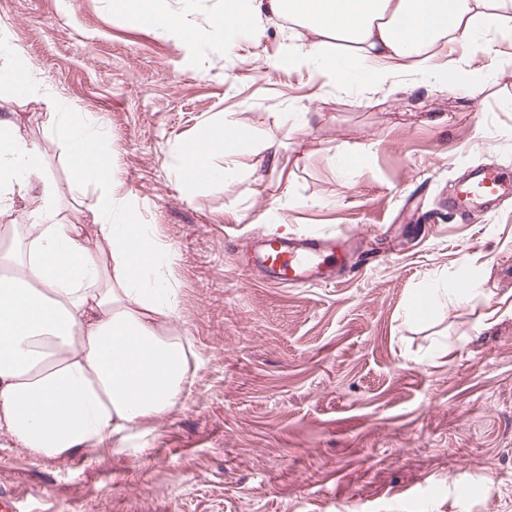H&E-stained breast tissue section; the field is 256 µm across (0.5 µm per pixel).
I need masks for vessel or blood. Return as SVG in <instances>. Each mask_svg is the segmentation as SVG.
Wrapping results in <instances>:
<instances>
[{"mask_svg":"<svg viewBox=\"0 0 512 512\" xmlns=\"http://www.w3.org/2000/svg\"><path fill=\"white\" fill-rule=\"evenodd\" d=\"M505 173L487 167L463 178L455 185L450 202L466 214L484 213L504 193ZM343 253L336 237H283L269 234L260 237L253 251L255 266L279 285L304 287L331 283L336 264Z\"/></svg>","mask_w":512,"mask_h":512,"instance_id":"1","label":"vessel or blood"}]
</instances>
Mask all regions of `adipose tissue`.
<instances>
[{
	"label": "adipose tissue",
	"instance_id": "ef3b65f1",
	"mask_svg": "<svg viewBox=\"0 0 512 512\" xmlns=\"http://www.w3.org/2000/svg\"><path fill=\"white\" fill-rule=\"evenodd\" d=\"M207 28L186 27L171 0H111L140 28L172 33L202 52L233 55L264 24L288 21L309 35L285 45L280 63L304 66L342 87L380 88L416 75L468 87L486 77L433 64L446 40L493 48L512 35V0H218ZM67 151L76 192L96 187L94 226L62 224L46 158L11 113L0 114V204L40 187L24 224L0 225V436L33 457L108 452L169 414L189 388L186 339L173 335L177 290L169 250L136 220L112 177L101 125L61 112L49 130ZM253 128L232 118L181 141L173 175L189 195L234 176L253 153ZM223 155V165L213 162ZM464 288L415 291L405 317L432 322Z\"/></svg>",
	"mask_w": 512,
	"mask_h": 512
}]
</instances>
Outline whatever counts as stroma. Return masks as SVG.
<instances>
[{"instance_id": "obj_1", "label": "stroma", "mask_w": 512, "mask_h": 512, "mask_svg": "<svg viewBox=\"0 0 512 512\" xmlns=\"http://www.w3.org/2000/svg\"><path fill=\"white\" fill-rule=\"evenodd\" d=\"M287 38L269 24L232 56L204 55L109 0H0V64L24 56L36 86L26 100L0 89V113L45 154L59 223L93 224L98 194L74 195L48 134L72 109L103 125L121 194L170 246L173 326L204 361L122 452L41 460L0 438V490L20 512H512V182L479 222L448 200L475 167L512 172V41L440 49L490 74L474 97L339 89L282 68ZM228 115L253 127L255 154L186 196L176 145ZM269 232L347 234V266L298 288L242 271ZM467 261L470 304L404 321L412 291L456 287Z\"/></svg>"}]
</instances>
